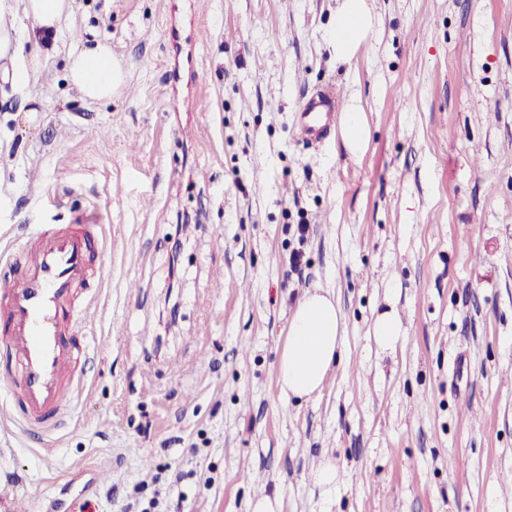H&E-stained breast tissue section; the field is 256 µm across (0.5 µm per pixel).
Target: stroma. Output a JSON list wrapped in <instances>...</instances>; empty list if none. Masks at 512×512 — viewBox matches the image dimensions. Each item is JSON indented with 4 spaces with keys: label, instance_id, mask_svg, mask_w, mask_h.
Listing matches in <instances>:
<instances>
[{
    "label": "stroma",
    "instance_id": "stroma-1",
    "mask_svg": "<svg viewBox=\"0 0 512 512\" xmlns=\"http://www.w3.org/2000/svg\"><path fill=\"white\" fill-rule=\"evenodd\" d=\"M368 2L340 59L337 0H74L30 101L0 81V250L96 208L108 268L75 300L63 426L0 420V512H512V0ZM98 40L125 78L89 103L67 57ZM326 88L363 152L339 124L299 141ZM317 289L340 357L287 400L279 352ZM344 129L350 150L354 153H360L366 144V131L362 113L346 110ZM402 335V324L395 312H386L375 320L373 336L382 350L394 349Z\"/></svg>",
    "mask_w": 512,
    "mask_h": 512
}]
</instances>
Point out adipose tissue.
<instances>
[{
    "label": "adipose tissue",
    "instance_id": "adipose-tissue-1",
    "mask_svg": "<svg viewBox=\"0 0 512 512\" xmlns=\"http://www.w3.org/2000/svg\"><path fill=\"white\" fill-rule=\"evenodd\" d=\"M71 8L72 0H0V64L11 68L16 90H26L31 82L20 31L30 25L41 33L56 32ZM372 23L366 0H342L333 34L337 55L350 56L366 39ZM68 73L72 84L90 101L111 99L123 81L111 44L102 41L70 53ZM341 338L342 314L332 296L319 290L307 293L291 316L288 339L279 356L281 396L317 397L339 357Z\"/></svg>",
    "mask_w": 512,
    "mask_h": 512
}]
</instances>
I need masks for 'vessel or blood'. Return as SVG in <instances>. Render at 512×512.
<instances>
[{"label":"vessel or blood","mask_w":512,"mask_h":512,"mask_svg":"<svg viewBox=\"0 0 512 512\" xmlns=\"http://www.w3.org/2000/svg\"><path fill=\"white\" fill-rule=\"evenodd\" d=\"M336 96L318 92L301 107L299 136L327 138L336 123ZM96 218L68 227H34L20 275L0 280V347L8 362L0 390L16 403L27 425L53 430L73 393L72 306L92 279L89 256Z\"/></svg>","instance_id":"vessel-or-blood-1"}]
</instances>
